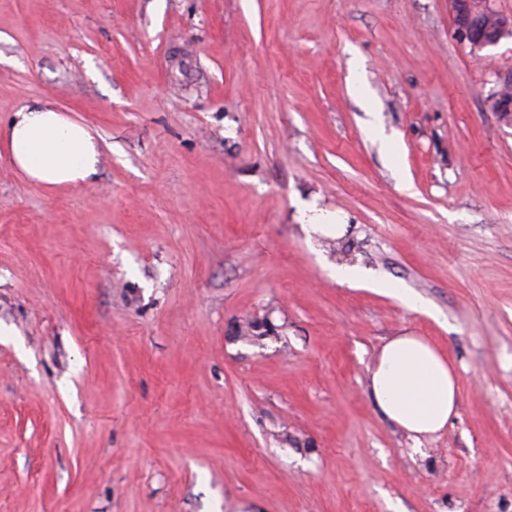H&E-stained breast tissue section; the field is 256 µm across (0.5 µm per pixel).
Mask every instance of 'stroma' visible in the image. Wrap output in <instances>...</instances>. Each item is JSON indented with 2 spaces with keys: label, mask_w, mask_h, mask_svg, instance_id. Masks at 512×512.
I'll return each mask as SVG.
<instances>
[{
  "label": "stroma",
  "mask_w": 512,
  "mask_h": 512,
  "mask_svg": "<svg viewBox=\"0 0 512 512\" xmlns=\"http://www.w3.org/2000/svg\"><path fill=\"white\" fill-rule=\"evenodd\" d=\"M510 72L449 0H0V120L104 141L0 158V512H512ZM405 332L460 387L423 456L368 391ZM44 189L85 184L97 173L100 144L81 122L51 101L21 106L0 125V157Z\"/></svg>",
  "instance_id": "1"
}]
</instances>
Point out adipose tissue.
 Returning <instances> with one entry per match:
<instances>
[{"instance_id": "adipose-tissue-1", "label": "adipose tissue", "mask_w": 512, "mask_h": 512, "mask_svg": "<svg viewBox=\"0 0 512 512\" xmlns=\"http://www.w3.org/2000/svg\"><path fill=\"white\" fill-rule=\"evenodd\" d=\"M0 155L44 189L74 187L95 176L100 144L81 122L49 101L21 106L0 125ZM369 393L382 414L413 441L443 432L457 413L452 362L422 336L392 337L372 369Z\"/></svg>"}]
</instances>
